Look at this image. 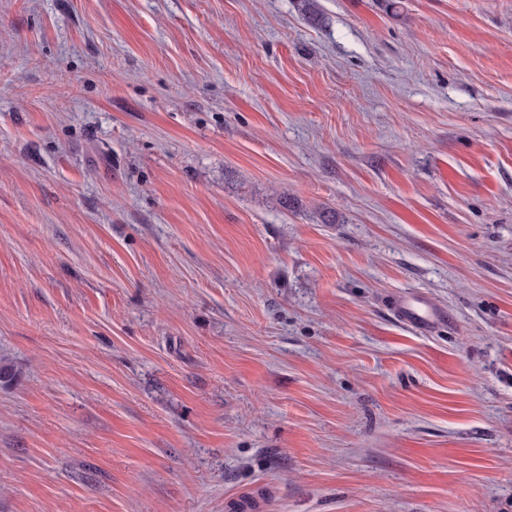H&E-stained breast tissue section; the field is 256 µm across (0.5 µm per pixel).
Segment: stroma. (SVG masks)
<instances>
[{
	"label": "stroma",
	"mask_w": 512,
	"mask_h": 512,
	"mask_svg": "<svg viewBox=\"0 0 512 512\" xmlns=\"http://www.w3.org/2000/svg\"><path fill=\"white\" fill-rule=\"evenodd\" d=\"M318 5L0 0V512H512V0ZM393 310L402 324L418 332L428 333L448 323L446 311L436 307L421 295L400 296Z\"/></svg>",
	"instance_id": "stroma-1"
}]
</instances>
